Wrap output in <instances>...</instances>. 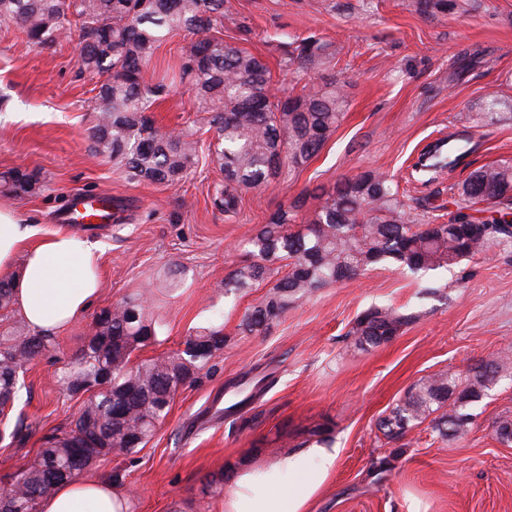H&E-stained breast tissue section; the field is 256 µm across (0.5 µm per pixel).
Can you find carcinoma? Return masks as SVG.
<instances>
[{"label":"carcinoma","mask_w":512,"mask_h":512,"mask_svg":"<svg viewBox=\"0 0 512 512\" xmlns=\"http://www.w3.org/2000/svg\"><path fill=\"white\" fill-rule=\"evenodd\" d=\"M76 17L81 33L80 69L98 77L92 98L91 153L125 169L130 179L174 185L199 163L195 132L161 131L150 113L166 84L144 79L156 50L169 36L190 38L179 60L180 80L191 83L195 112L206 115L218 139L211 155L223 173L213 206L237 213L242 193L266 187L284 167L297 169L323 148L340 125L348 102L336 81L305 84L283 99L270 90L267 62L224 41V0H0V18L14 22L27 41L51 46ZM343 47L315 34L288 43V67L320 69ZM483 52L464 49L458 70L478 64ZM488 114L508 110L512 99L497 91L484 100ZM458 161L430 158L420 163L432 182ZM38 173L13 169L0 175L3 193H27ZM456 209L448 222L409 219L404 192L394 176L366 170L344 179L334 194L293 230L296 206H281L249 239V250L224 279V296L245 293L270 278L273 265L288 272L246 313L240 329L261 335L296 302L343 279H354L381 263L413 275L448 269L496 246L512 247V162L484 165L450 187ZM14 305L13 287L0 280V312ZM412 315L391 306H372L353 322L347 336L368 350L400 335ZM162 325L141 292L103 309L94 332L59 381L87 399L68 431L47 437L34 461L8 476L11 492L0 512H38L57 487L75 480L98 459L134 452L129 432L148 443L185 384L224 351L223 325L213 323L189 336L184 348L133 363L134 351L159 343ZM53 347V337L24 322L0 331V440L20 437L23 422L9 423L26 366ZM512 382V351L504 349L472 365L463 375L446 372L420 378L376 421L387 441L428 423L432 438L453 443L476 424L479 403L503 381ZM501 443L512 444V416L495 422Z\"/></svg>","instance_id":"obj_1"}]
</instances>
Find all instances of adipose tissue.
<instances>
[{
  "mask_svg": "<svg viewBox=\"0 0 512 512\" xmlns=\"http://www.w3.org/2000/svg\"><path fill=\"white\" fill-rule=\"evenodd\" d=\"M23 267H15L19 250ZM99 244L41 229L0 207V279L14 284L15 306L30 327L60 332L84 317L99 296ZM338 448L314 443L285 454L235 482L224 512H307V505L336 465ZM123 497L105 477L62 483L40 512H123Z\"/></svg>",
  "mask_w": 512,
  "mask_h": 512,
  "instance_id": "ef3b65f1",
  "label": "adipose tissue"
}]
</instances>
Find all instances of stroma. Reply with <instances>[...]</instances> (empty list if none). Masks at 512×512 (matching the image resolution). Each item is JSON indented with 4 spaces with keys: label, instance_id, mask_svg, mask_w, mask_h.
<instances>
[{
    "label": "stroma",
    "instance_id": "stroma-1",
    "mask_svg": "<svg viewBox=\"0 0 512 512\" xmlns=\"http://www.w3.org/2000/svg\"><path fill=\"white\" fill-rule=\"evenodd\" d=\"M224 39L272 64L286 96L311 81L336 79L347 114L305 166L243 194L233 217L209 196L222 178L209 156L177 186L129 180L90 152L91 99L97 79L78 66V30L50 47L27 43L0 22V173L37 171L34 195L2 196L0 206L50 232L69 231L68 199H112V219L79 228L105 247L101 295L79 322L55 333V348L28 367L13 410L30 428L25 441H0V477L35 458L46 436L68 429L84 398L56 375L79 352L101 310L157 286L161 343L133 353L141 361L182 348L211 322L224 326L223 353L176 394L146 446L98 460L87 473L116 482L127 512H224L236 474L269 465L307 446L308 428L334 421L340 453L309 512H512V445L493 425L512 414V386L483 400L469 435L452 444L418 427L386 442L374 423L420 377L464 373L488 354L512 347V249L498 248L424 277L380 264L363 276L297 302L266 334L238 325L268 291L225 295L224 279L243 259L257 225L279 207L320 204L347 177L376 169L408 177L422 148L457 132L469 140L470 166L512 161V112L475 124L492 90L512 95V0H453L452 9L421 13L414 0H224ZM317 34L344 47L336 64L308 72L277 63L294 37ZM477 45L478 66L449 80L456 55ZM193 90L174 82L155 110L162 129L195 120ZM181 272L175 294L160 290L164 270ZM390 304L412 322L392 342L356 349L347 332L373 305ZM224 478L222 493L205 486Z\"/></svg>",
    "mask_w": 512,
    "mask_h": 512
}]
</instances>
